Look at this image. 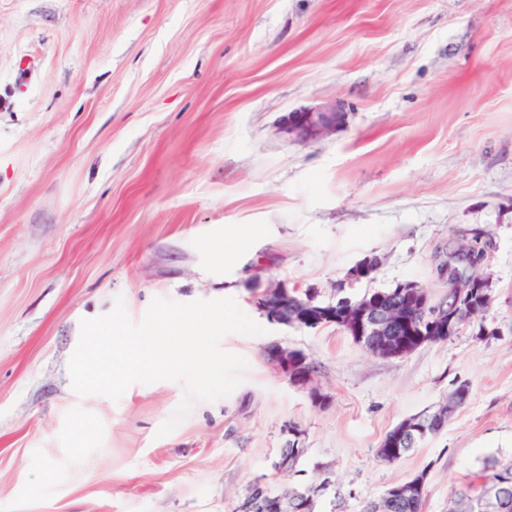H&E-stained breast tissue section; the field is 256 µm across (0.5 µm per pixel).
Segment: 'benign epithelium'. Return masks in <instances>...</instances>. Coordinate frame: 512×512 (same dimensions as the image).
<instances>
[{
	"label": "benign epithelium",
	"instance_id": "obj_1",
	"mask_svg": "<svg viewBox=\"0 0 512 512\" xmlns=\"http://www.w3.org/2000/svg\"><path fill=\"white\" fill-rule=\"evenodd\" d=\"M344 117L342 104L324 105L307 111L288 113L279 120L278 130L297 139L308 140L336 131L343 123ZM485 263L486 252L480 253L476 247L462 246L448 251L436 267L438 277L448 283V293L433 303L427 302L422 288L415 283L397 284L398 295L403 298L405 305L417 309L419 335L447 341L457 334L464 322L462 313L466 310L474 311V297L478 296L481 303H486L489 295L484 293V288L488 286V279L484 276L477 277V272L481 271ZM376 270L377 260L367 257L352 268L341 287L352 291ZM311 300V296L300 300L287 289L277 288L257 298V304L270 321L286 325L288 307L293 306L304 311L310 306ZM337 306L343 310L353 306L358 308L355 316L347 321L346 327L355 342L372 354L386 359H398L410 353L409 345L395 340L393 336L399 324L395 305L388 303L372 312L346 296L337 301ZM270 355L292 385L309 390L314 402L320 405L326 402L327 395L317 388L310 387L311 372L307 371L302 375L295 373V350L275 344L270 349ZM462 395V391L455 390L448 395V401L439 405L433 412L417 414L399 423L382 444L380 457L389 462L395 460L392 448L405 437L419 431L422 424L429 421L444 422L455 412Z\"/></svg>",
	"mask_w": 512,
	"mask_h": 512
}]
</instances>
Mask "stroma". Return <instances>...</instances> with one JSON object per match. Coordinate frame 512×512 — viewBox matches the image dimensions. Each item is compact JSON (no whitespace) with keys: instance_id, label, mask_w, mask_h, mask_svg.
<instances>
[{"instance_id":"obj_1","label":"stroma","mask_w":512,"mask_h":512,"mask_svg":"<svg viewBox=\"0 0 512 512\" xmlns=\"http://www.w3.org/2000/svg\"><path fill=\"white\" fill-rule=\"evenodd\" d=\"M335 101L313 141L277 131ZM481 238L490 307L401 359L341 328L268 321L284 286L331 303L413 281ZM123 298L231 297L263 335H227L245 381L158 428L182 384L78 396L80 322ZM301 350L315 406L269 360ZM469 397L394 462L403 419ZM295 424L305 454L273 467ZM512 456V0H0V512H240L255 483L328 479L321 512H363L426 474L448 512L487 456ZM377 264L378 262L375 257H366L352 268L340 288H347L351 291L355 290L365 279L369 278L370 275L377 270Z\"/></svg>"}]
</instances>
